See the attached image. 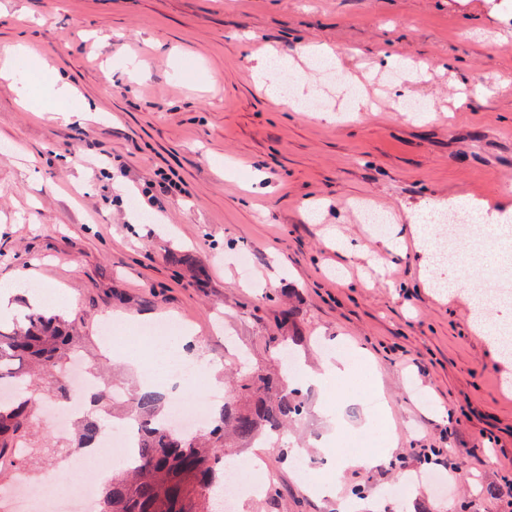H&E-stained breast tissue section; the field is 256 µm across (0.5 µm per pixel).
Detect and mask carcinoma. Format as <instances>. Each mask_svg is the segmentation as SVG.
<instances>
[{"label": "carcinoma", "mask_w": 512, "mask_h": 512, "mask_svg": "<svg viewBox=\"0 0 512 512\" xmlns=\"http://www.w3.org/2000/svg\"><path fill=\"white\" fill-rule=\"evenodd\" d=\"M83 342L75 321L38 308L24 325L0 327V384L13 387L11 399H0V473L17 474L36 458L58 454L57 445L32 438L37 408L29 396L30 382L46 380L55 401L67 399V360ZM89 402L96 413L81 421L69 448L97 447L111 422L109 389L92 391ZM126 402V419L140 430L138 463L116 469L101 485L99 512H213L207 492L224 484L228 449L283 431L304 408L298 390L266 374L233 384L210 426L194 434L173 426L165 413L166 395L158 391L139 388L127 393Z\"/></svg>", "instance_id": "carcinoma-1"}]
</instances>
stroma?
I'll list each match as a JSON object with an SVG mask.
<instances>
[{
  "instance_id": "stroma-1",
  "label": "stroma",
  "mask_w": 512,
  "mask_h": 512,
  "mask_svg": "<svg viewBox=\"0 0 512 512\" xmlns=\"http://www.w3.org/2000/svg\"><path fill=\"white\" fill-rule=\"evenodd\" d=\"M19 44L99 116L43 121L0 78V281L16 308L43 292L125 386L164 364L144 325L187 328L222 389L337 349L346 375L368 352L361 388L303 386L306 411L261 451L273 492L235 512H512V353L490 332L512 305L486 301L473 328L469 299L425 287L422 254L397 241L464 188L512 207V0H0V57ZM304 45L334 50L367 111ZM263 54L335 119L271 102L252 78ZM359 200L390 215L385 234ZM329 229L358 251L336 252ZM108 318L138 364L102 344ZM381 432L398 446L372 469L327 454Z\"/></svg>"
}]
</instances>
